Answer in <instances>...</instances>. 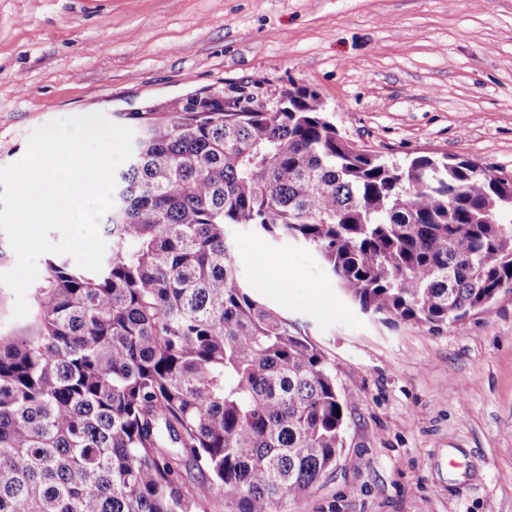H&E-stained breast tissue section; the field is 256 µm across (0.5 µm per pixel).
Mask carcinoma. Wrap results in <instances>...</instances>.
Masks as SVG:
<instances>
[{
    "label": "carcinoma",
    "mask_w": 512,
    "mask_h": 512,
    "mask_svg": "<svg viewBox=\"0 0 512 512\" xmlns=\"http://www.w3.org/2000/svg\"><path fill=\"white\" fill-rule=\"evenodd\" d=\"M324 108L239 85L126 114L101 269L46 261L34 327L0 334V512H279L336 466V377L242 283L231 226L310 248L387 322L439 332L512 293V180L396 165Z\"/></svg>",
    "instance_id": "cac0c4a2"
}]
</instances>
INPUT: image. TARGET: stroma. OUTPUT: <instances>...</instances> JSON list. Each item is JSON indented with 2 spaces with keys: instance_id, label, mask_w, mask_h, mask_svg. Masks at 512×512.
I'll return each mask as SVG.
<instances>
[{
  "instance_id": "1",
  "label": "stroma",
  "mask_w": 512,
  "mask_h": 512,
  "mask_svg": "<svg viewBox=\"0 0 512 512\" xmlns=\"http://www.w3.org/2000/svg\"><path fill=\"white\" fill-rule=\"evenodd\" d=\"M255 82L316 90L339 134L392 160L512 172V0H0V168L62 115ZM240 276L325 355L345 446L280 512H512V294L447 332L368 318L312 251L238 227Z\"/></svg>"
}]
</instances>
